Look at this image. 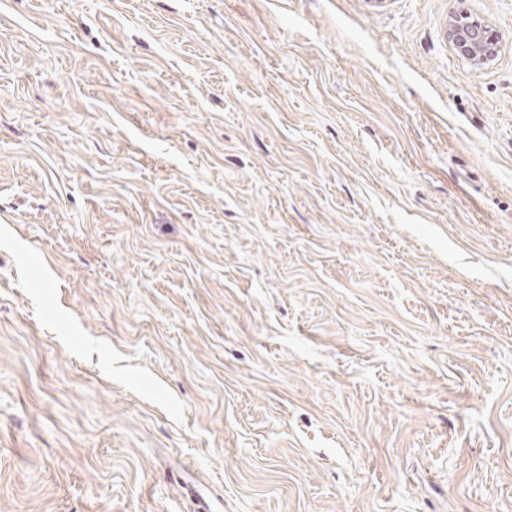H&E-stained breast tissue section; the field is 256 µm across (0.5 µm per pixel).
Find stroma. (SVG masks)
I'll list each match as a JSON object with an SVG mask.
<instances>
[{"mask_svg":"<svg viewBox=\"0 0 512 512\" xmlns=\"http://www.w3.org/2000/svg\"><path fill=\"white\" fill-rule=\"evenodd\" d=\"M189 478L512 512V0H0V512ZM447 35L457 56L475 68L491 65L498 56L496 34L471 14L454 15L448 23Z\"/></svg>","mask_w":512,"mask_h":512,"instance_id":"1","label":"stroma"}]
</instances>
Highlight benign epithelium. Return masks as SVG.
I'll return each instance as SVG.
<instances>
[{
	"mask_svg": "<svg viewBox=\"0 0 512 512\" xmlns=\"http://www.w3.org/2000/svg\"><path fill=\"white\" fill-rule=\"evenodd\" d=\"M448 42L459 58L478 69L491 65L499 52L496 34L468 13L456 14L451 18Z\"/></svg>",
	"mask_w": 512,
	"mask_h": 512,
	"instance_id": "benign-epithelium-1",
	"label": "benign epithelium"
}]
</instances>
